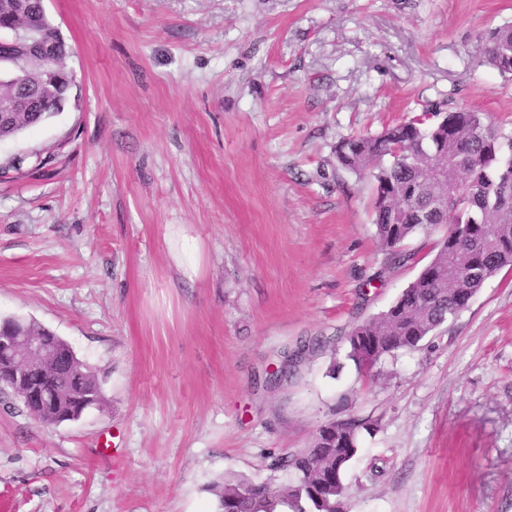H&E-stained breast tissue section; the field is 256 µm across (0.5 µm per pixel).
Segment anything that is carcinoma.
<instances>
[{"mask_svg":"<svg viewBox=\"0 0 512 512\" xmlns=\"http://www.w3.org/2000/svg\"><path fill=\"white\" fill-rule=\"evenodd\" d=\"M478 47L490 66L512 75L511 24L481 34ZM59 107L53 102L19 115L16 131L42 124ZM506 147L512 150L511 138L462 105L448 111L432 106L378 135H351L336 145L340 167L374 184L372 223L390 261L414 259L402 250L404 241L429 226L448 225L432 258L387 311L346 336L347 357L359 371L369 374L382 358L418 345L467 308L490 277L512 267V155H505ZM25 325L59 360L57 368L34 369L52 398L44 425L74 422L102 407V384L71 345L33 320ZM336 424L343 442L328 448L315 441L306 450L271 457V472L291 473L290 481L213 482L216 512H339L364 422Z\"/></svg>","mask_w":512,"mask_h":512,"instance_id":"cac0c4a2","label":"carcinoma"}]
</instances>
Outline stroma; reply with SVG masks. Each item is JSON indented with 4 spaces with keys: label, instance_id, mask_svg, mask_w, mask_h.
<instances>
[{
    "label": "stroma",
    "instance_id": "1",
    "mask_svg": "<svg viewBox=\"0 0 512 512\" xmlns=\"http://www.w3.org/2000/svg\"><path fill=\"white\" fill-rule=\"evenodd\" d=\"M71 98L0 141V316L35 320L106 402L48 428L0 392V512H212L220 476L364 420L345 512H512V270L373 379L357 323L418 276L387 262L372 184L334 147L427 105L512 135V76L477 48L512 0H45ZM208 260L179 283L166 227ZM327 343L280 389L283 351Z\"/></svg>",
    "mask_w": 512,
    "mask_h": 512
}]
</instances>
